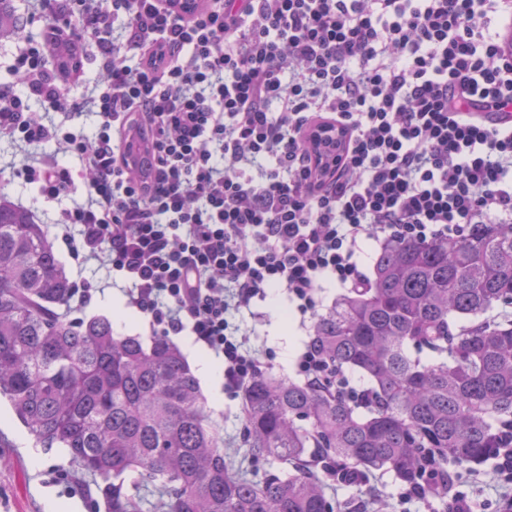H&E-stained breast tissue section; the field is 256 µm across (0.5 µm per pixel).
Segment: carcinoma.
<instances>
[{
  "instance_id": "carcinoma-1",
  "label": "carcinoma",
  "mask_w": 512,
  "mask_h": 512,
  "mask_svg": "<svg viewBox=\"0 0 512 512\" xmlns=\"http://www.w3.org/2000/svg\"><path fill=\"white\" fill-rule=\"evenodd\" d=\"M21 34L0 0V40ZM66 75L77 48L52 34ZM74 288L44 227L0 193V399L43 448L98 479L107 512H334L320 473H392L444 497L457 475L501 452L512 427V224L454 240H391L373 279L336 299L313 339L332 366L370 384L362 413L309 382L257 375L242 390L252 455L289 466L256 482L224 454L198 378L165 336L149 344L105 318L67 319ZM434 353L424 361L410 347Z\"/></svg>"
}]
</instances>
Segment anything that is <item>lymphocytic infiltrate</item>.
I'll list each match as a JSON object with an SVG mask.
<instances>
[{
  "label": "lymphocytic infiltrate",
  "mask_w": 512,
  "mask_h": 512,
  "mask_svg": "<svg viewBox=\"0 0 512 512\" xmlns=\"http://www.w3.org/2000/svg\"><path fill=\"white\" fill-rule=\"evenodd\" d=\"M40 21L104 55L60 79L47 43L23 37L0 90V138L53 143L12 175L61 213L85 257L111 265L154 335L190 332L235 394L262 361L236 313L284 291L316 315L326 278L364 287L368 240L439 241L512 224V0H38ZM40 104L41 118L31 114ZM94 113L96 129L52 113ZM155 135L152 179L119 161V137ZM296 369L352 399L364 387L314 343Z\"/></svg>",
  "instance_id": "1"
}]
</instances>
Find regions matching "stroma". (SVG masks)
<instances>
[{"label":"stroma","instance_id":"1","mask_svg":"<svg viewBox=\"0 0 512 512\" xmlns=\"http://www.w3.org/2000/svg\"><path fill=\"white\" fill-rule=\"evenodd\" d=\"M22 159L21 149L0 139V190L8 193L15 203L23 205L38 223L45 225L58 258L76 289H83L87 284L95 289L89 301L72 298L69 317L83 320L108 318L113 307L119 306L125 308L128 320L115 326V333L150 341L152 331L148 319L137 309L127 306L119 284L112 281L111 267L84 259L70 243L78 234L77 227L59 226L60 213L71 205V197L47 200L33 186L10 179L9 167ZM238 320L249 336L251 346L266 357L263 372L296 378L295 359L313 334L314 319L301 315L286 295L278 292L266 300L254 302ZM200 386L213 420L224 430L225 453L241 461L255 479L279 471L280 463L271 459H252L243 445L241 397L226 394L220 381L204 378ZM324 482L334 489L333 500L339 512H373L371 497L375 494L387 502V512H444L446 508L445 503L436 499L402 500L403 483L385 472L373 473L370 482L358 486L339 482L332 475L325 476ZM99 498L93 478L73 472L62 449L47 450L36 446L15 419L8 403H0V512H46L50 502L58 505L59 512H98L95 503Z\"/></svg>","mask_w":512,"mask_h":512}]
</instances>
